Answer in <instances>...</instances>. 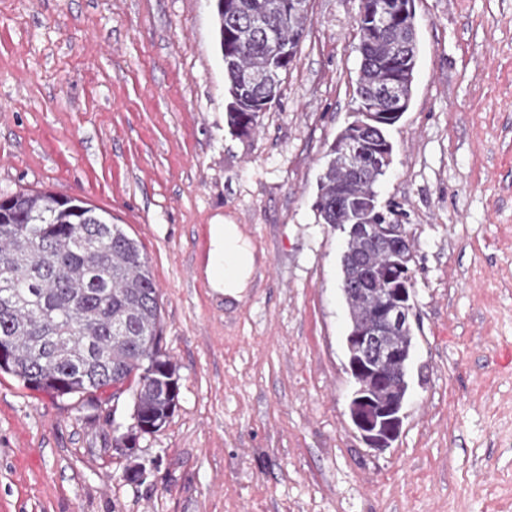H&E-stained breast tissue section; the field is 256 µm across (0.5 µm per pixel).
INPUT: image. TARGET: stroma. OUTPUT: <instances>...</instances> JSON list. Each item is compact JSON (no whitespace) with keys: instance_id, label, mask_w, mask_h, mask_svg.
<instances>
[{"instance_id":"stroma-1","label":"stroma","mask_w":512,"mask_h":512,"mask_svg":"<svg viewBox=\"0 0 512 512\" xmlns=\"http://www.w3.org/2000/svg\"><path fill=\"white\" fill-rule=\"evenodd\" d=\"M359 7L309 0L239 136L213 0H0V196L76 197L141 243L179 376L131 457L130 393L94 409L0 372V512H512V0H414L378 192L413 245L415 347L383 450L349 418L344 235L314 207L358 106ZM226 220L264 256L229 308L201 238Z\"/></svg>"}]
</instances>
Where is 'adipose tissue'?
I'll return each mask as SVG.
<instances>
[{"label": "adipose tissue", "instance_id": "ef3b65f1", "mask_svg": "<svg viewBox=\"0 0 512 512\" xmlns=\"http://www.w3.org/2000/svg\"><path fill=\"white\" fill-rule=\"evenodd\" d=\"M224 263L231 266V273L216 275V268ZM256 268L255 253L240 225L230 223L213 225L207 267L212 288L224 293L226 297L239 298Z\"/></svg>", "mask_w": 512, "mask_h": 512}]
</instances>
